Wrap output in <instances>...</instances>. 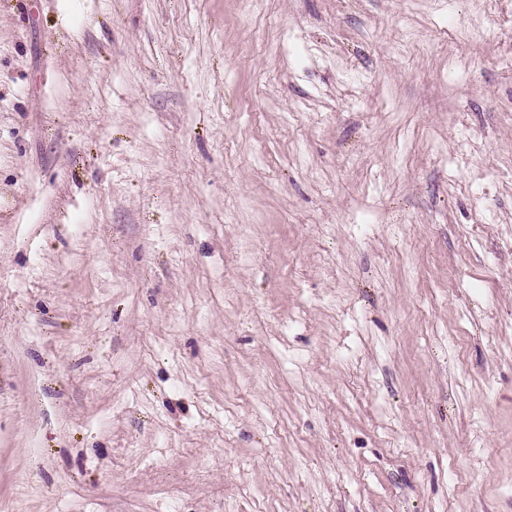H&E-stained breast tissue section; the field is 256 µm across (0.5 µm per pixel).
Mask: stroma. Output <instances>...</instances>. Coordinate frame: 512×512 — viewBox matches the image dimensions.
Wrapping results in <instances>:
<instances>
[{
    "label": "stroma",
    "mask_w": 512,
    "mask_h": 512,
    "mask_svg": "<svg viewBox=\"0 0 512 512\" xmlns=\"http://www.w3.org/2000/svg\"><path fill=\"white\" fill-rule=\"evenodd\" d=\"M0 512H512V0H0Z\"/></svg>",
    "instance_id": "obj_1"
}]
</instances>
